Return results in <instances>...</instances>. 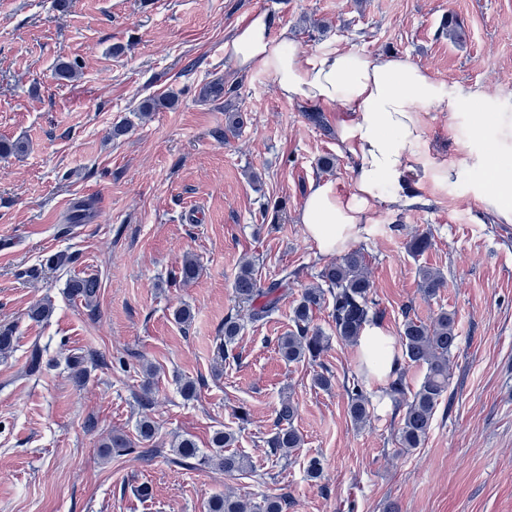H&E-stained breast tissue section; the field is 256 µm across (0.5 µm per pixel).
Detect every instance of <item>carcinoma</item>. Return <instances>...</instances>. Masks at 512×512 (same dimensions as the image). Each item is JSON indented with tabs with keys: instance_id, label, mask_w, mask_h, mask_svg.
Segmentation results:
<instances>
[{
	"instance_id": "obj_1",
	"label": "carcinoma",
	"mask_w": 512,
	"mask_h": 512,
	"mask_svg": "<svg viewBox=\"0 0 512 512\" xmlns=\"http://www.w3.org/2000/svg\"><path fill=\"white\" fill-rule=\"evenodd\" d=\"M322 284L303 289L300 299L292 310L294 329L278 340L283 359L290 363H315L327 350L329 337L313 325L314 312L329 303L336 339L346 346L358 345L365 326L374 323L380 315L377 303L371 294L367 274L366 255L361 249L344 253L335 262L327 265L320 274ZM285 279H274L267 284L258 281L252 262L240 266L234 290L240 303L246 306L248 320L252 323L266 321L279 309L283 299ZM444 278L436 270L427 268L421 274L422 292L431 297L443 287ZM69 294L88 307L99 295L100 280L95 275L75 277L68 282ZM241 332L237 314L224 317V336L217 345V353L225 358L229 346L235 343ZM455 314L440 312L428 325L406 320L399 336L398 353L393 356L396 368L388 377L385 395L401 413L397 422L398 444L402 448H417L425 441L437 406L448 392L449 366L453 352L458 346ZM425 368L423 380L411 394H406L405 377L401 363ZM348 397V414L352 424L361 427L370 418V405L365 389L364 373H352L345 380ZM276 428L266 440L273 456L292 453L302 447V434L293 426L298 408L289 398L282 399L276 410ZM235 441L233 435L217 431L211 437L213 453L200 455V448L191 438H183L174 447V462L182 467L196 468L198 465L214 464L224 469V475L235 476L250 469L247 457L228 451ZM135 443L126 435L109 436L102 444L105 455L112 451L128 452ZM288 499L284 496H269L263 504L256 506L245 499L226 494L216 496L209 503V512H285Z\"/></svg>"
}]
</instances>
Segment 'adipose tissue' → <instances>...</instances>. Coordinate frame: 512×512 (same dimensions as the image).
I'll return each mask as SVG.
<instances>
[{
    "label": "adipose tissue",
    "instance_id": "adipose-tissue-1",
    "mask_svg": "<svg viewBox=\"0 0 512 512\" xmlns=\"http://www.w3.org/2000/svg\"><path fill=\"white\" fill-rule=\"evenodd\" d=\"M224 57L237 72L269 79L280 98L336 113V150L354 159V176L345 186L312 180L298 215L321 254L342 253L370 235L383 202L413 203L427 185L447 186L471 167L494 165L497 188L483 200L499 220L512 223V162H493L484 147L492 113L474 120L465 149L430 162L423 150L425 113L446 107L465 111L471 100L449 97L443 84L409 58L338 46L305 54L288 30L272 33L261 11L235 27L224 43ZM392 343L382 326L362 333L360 346L377 378L393 370Z\"/></svg>",
    "mask_w": 512,
    "mask_h": 512
}]
</instances>
